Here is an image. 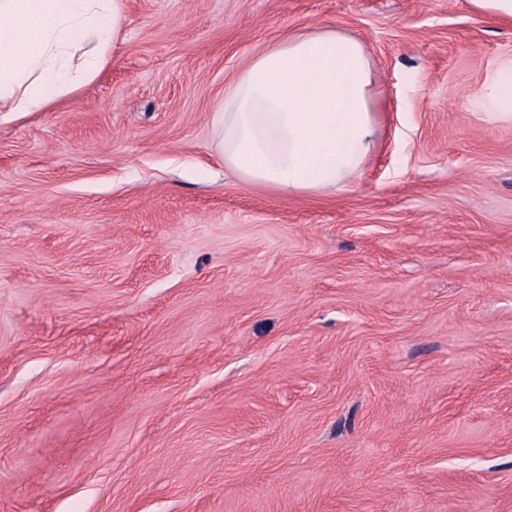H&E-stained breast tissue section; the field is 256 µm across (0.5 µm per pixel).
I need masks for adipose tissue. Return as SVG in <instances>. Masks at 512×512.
Masks as SVG:
<instances>
[{
  "label": "adipose tissue",
  "mask_w": 512,
  "mask_h": 512,
  "mask_svg": "<svg viewBox=\"0 0 512 512\" xmlns=\"http://www.w3.org/2000/svg\"><path fill=\"white\" fill-rule=\"evenodd\" d=\"M122 12L123 0H0V123L92 80ZM479 98L490 122L512 123V60ZM214 136L242 183L283 196L350 188L379 142L369 50L333 25L279 35L225 83Z\"/></svg>",
  "instance_id": "1"
}]
</instances>
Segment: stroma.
Returning <instances> with one entry per match:
<instances>
[{
    "label": "stroma",
    "instance_id": "35a3bbf8",
    "mask_svg": "<svg viewBox=\"0 0 512 512\" xmlns=\"http://www.w3.org/2000/svg\"><path fill=\"white\" fill-rule=\"evenodd\" d=\"M367 46L335 194L224 169L279 33ZM512 23L465 0H124L108 65L0 124V512H512ZM492 123H512V60L502 63L478 94Z\"/></svg>",
    "mask_w": 512,
    "mask_h": 512
}]
</instances>
